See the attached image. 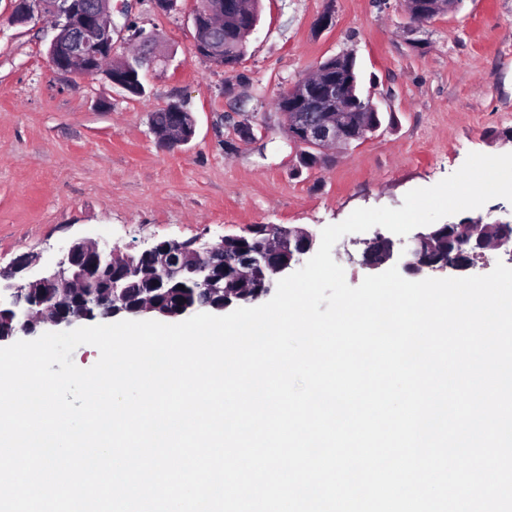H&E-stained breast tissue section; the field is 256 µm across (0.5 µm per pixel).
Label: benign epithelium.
Here are the masks:
<instances>
[{
	"label": "benign epithelium",
	"instance_id": "7a95c632",
	"mask_svg": "<svg viewBox=\"0 0 512 512\" xmlns=\"http://www.w3.org/2000/svg\"><path fill=\"white\" fill-rule=\"evenodd\" d=\"M11 20L25 24L34 17L50 16L57 34L50 43L48 55L53 67L78 79L101 78L113 86H123L122 77L102 67L112 59V34L117 27L113 20L112 0H11ZM404 10L410 29L418 32L438 17L455 10L451 0H406ZM242 15L249 32L258 22L251 19L241 3L234 0H206L204 8L192 14L210 18L224 10ZM351 80L330 76L315 80L307 76L285 86L288 105L278 111L282 127L288 130V143L298 159L302 149L314 150L313 159L323 164L328 148L346 149L373 137L381 127L377 113L368 112L354 118L356 100L349 88ZM175 122L167 148L185 144L180 132L181 103L169 105ZM465 249L439 251L432 240L439 232L434 224L415 232L406 240L395 241L381 233L358 241L362 245L361 264L371 270L396 266L407 276L463 273L474 268L490 252L502 251L512 256V224H484L479 220L463 223ZM244 232L258 238L257 250L234 256L248 270L261 266L268 283L287 276L316 242V235L299 227L280 224H253ZM224 245L211 244L199 238L186 241H160L137 255H130L93 241L72 243L63 257L52 266L40 265V258L21 256L7 269H0V343L21 333L35 336L59 331L77 323L96 321L84 300L94 298L110 304L104 318L155 315L176 318L199 311H224L233 300L251 305L268 292L250 294L248 288L224 289ZM156 269L160 284H180L190 276L200 288L198 304L186 307L166 306L149 297L131 306L126 298L130 282L144 267Z\"/></svg>",
	"mask_w": 512,
	"mask_h": 512
}]
</instances>
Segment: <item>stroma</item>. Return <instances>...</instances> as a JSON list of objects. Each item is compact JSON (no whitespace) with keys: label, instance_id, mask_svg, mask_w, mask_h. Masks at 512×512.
I'll list each match as a JSON object with an SVG mask.
<instances>
[{"label":"stroma","instance_id":"35a3bbf8","mask_svg":"<svg viewBox=\"0 0 512 512\" xmlns=\"http://www.w3.org/2000/svg\"><path fill=\"white\" fill-rule=\"evenodd\" d=\"M115 14L114 53L132 47L125 17L154 34L159 63L145 67V96L103 80L58 73L47 57V18L8 21L0 0V268L21 255L54 262L73 242L128 253L163 240L220 243L249 224L321 232L355 209L398 208L472 152L512 151V0H463L420 32L401 0H261V15L227 81L194 52L197 0L160 14L126 0ZM353 53L385 120L364 144L306 169L274 106L282 86L326 58ZM185 103L195 136L177 150L152 131L156 112ZM250 115L256 138L236 143Z\"/></svg>","mask_w":512,"mask_h":512}]
</instances>
